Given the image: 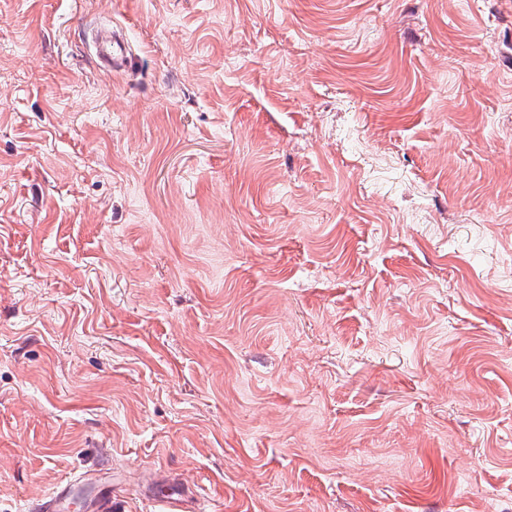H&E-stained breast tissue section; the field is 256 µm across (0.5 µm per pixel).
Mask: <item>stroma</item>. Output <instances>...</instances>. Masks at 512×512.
Here are the masks:
<instances>
[{"mask_svg":"<svg viewBox=\"0 0 512 512\" xmlns=\"http://www.w3.org/2000/svg\"><path fill=\"white\" fill-rule=\"evenodd\" d=\"M106 462L512 512V0H0V512ZM95 53L98 60L111 67L121 69L130 57V45L126 38L117 31L103 29L94 36Z\"/></svg>","mask_w":512,"mask_h":512,"instance_id":"35a3bbf8","label":"stroma"}]
</instances>
